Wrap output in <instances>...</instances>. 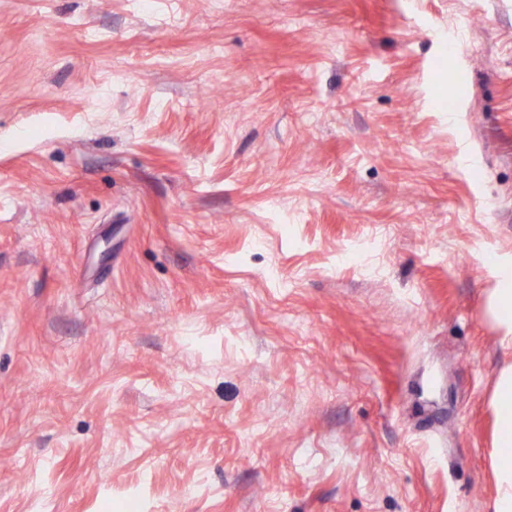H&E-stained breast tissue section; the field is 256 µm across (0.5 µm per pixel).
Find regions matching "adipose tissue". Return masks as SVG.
I'll list each match as a JSON object with an SVG mask.
<instances>
[{"label": "adipose tissue", "instance_id": "obj_1", "mask_svg": "<svg viewBox=\"0 0 512 512\" xmlns=\"http://www.w3.org/2000/svg\"><path fill=\"white\" fill-rule=\"evenodd\" d=\"M493 271L490 313L500 330L498 341L504 358L490 398L494 413L491 470L495 486L491 508L492 512H512V255H498Z\"/></svg>", "mask_w": 512, "mask_h": 512}]
</instances>
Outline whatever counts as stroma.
I'll return each instance as SVG.
<instances>
[{
	"label": "stroma",
	"mask_w": 512,
	"mask_h": 512,
	"mask_svg": "<svg viewBox=\"0 0 512 512\" xmlns=\"http://www.w3.org/2000/svg\"><path fill=\"white\" fill-rule=\"evenodd\" d=\"M506 253L512 0H0V512H491Z\"/></svg>",
	"instance_id": "35a3bbf8"
}]
</instances>
